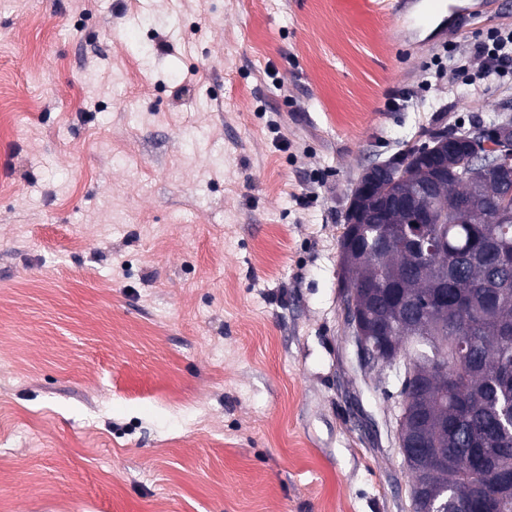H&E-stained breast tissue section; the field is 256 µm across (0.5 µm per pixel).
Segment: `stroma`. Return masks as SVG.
<instances>
[{"mask_svg":"<svg viewBox=\"0 0 512 512\" xmlns=\"http://www.w3.org/2000/svg\"><path fill=\"white\" fill-rule=\"evenodd\" d=\"M387 3L0 0V512H411L339 239L366 168L512 117L445 51L512 8ZM452 0H396L391 1V14L402 19V30L410 38L417 36L422 30L433 27L442 19L436 29L448 19L449 12H460L463 7L453 5ZM416 6V10H413ZM446 13L447 16L444 17Z\"/></svg>","mask_w":512,"mask_h":512,"instance_id":"35a3bbf8","label":"stroma"}]
</instances>
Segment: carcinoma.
<instances>
[{
  "label": "carcinoma",
  "mask_w": 512,
  "mask_h": 512,
  "mask_svg": "<svg viewBox=\"0 0 512 512\" xmlns=\"http://www.w3.org/2000/svg\"><path fill=\"white\" fill-rule=\"evenodd\" d=\"M436 144L412 150L397 181L363 174L348 211L427 181L419 154ZM458 162L448 158V185L431 202L435 223L427 229L446 246L426 262L406 243L413 227L405 210L384 214L354 240L345 233L340 247L352 256L341 255L343 305L366 314L367 339L412 376L400 389L398 416V437L415 433L424 444L402 453L412 485L425 479L412 512H512V486L496 477L512 469V266L490 267L480 253L483 245H512V222L497 220L495 180L477 195L472 180L455 176ZM376 238L388 246L374 250ZM461 296L470 309L459 329L450 316ZM435 356L444 370L431 368Z\"/></svg>",
  "instance_id": "1"
}]
</instances>
